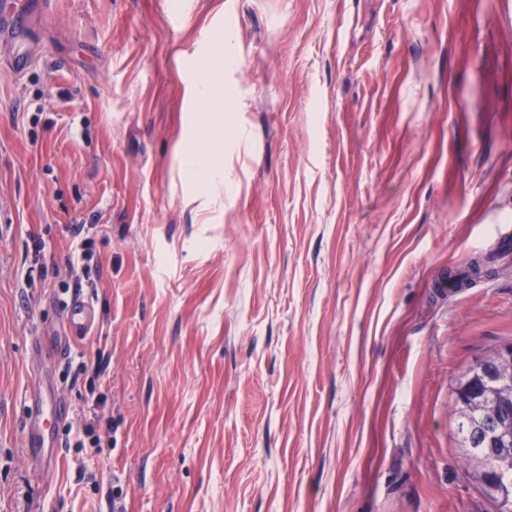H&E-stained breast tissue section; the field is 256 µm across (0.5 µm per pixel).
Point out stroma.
<instances>
[{
    "mask_svg": "<svg viewBox=\"0 0 512 512\" xmlns=\"http://www.w3.org/2000/svg\"><path fill=\"white\" fill-rule=\"evenodd\" d=\"M31 13L22 75L0 43V512H495L450 384L512 344V256L437 285L512 238V0ZM79 224L99 326L31 358L61 333ZM92 349L114 444L74 448ZM35 377L70 406L43 471L14 403Z\"/></svg>",
    "mask_w": 512,
    "mask_h": 512,
    "instance_id": "35a3bbf8",
    "label": "stroma"
}]
</instances>
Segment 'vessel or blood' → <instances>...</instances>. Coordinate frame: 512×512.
<instances>
[{"instance_id":"b4317fda","label":"vessel or blood","mask_w":512,"mask_h":512,"mask_svg":"<svg viewBox=\"0 0 512 512\" xmlns=\"http://www.w3.org/2000/svg\"><path fill=\"white\" fill-rule=\"evenodd\" d=\"M26 7L8 6L0 12V32L10 41V63L14 69L22 71L28 66L26 55L20 50V35L26 30ZM65 333L57 337L53 350L58 359L70 355L75 342L87 336L98 320L95 303L82 295L71 296L63 310ZM23 408L21 425L23 446L35 461L52 460L58 443L55 432L58 424L69 414V406L64 398L44 383H31L19 398Z\"/></svg>"}]
</instances>
